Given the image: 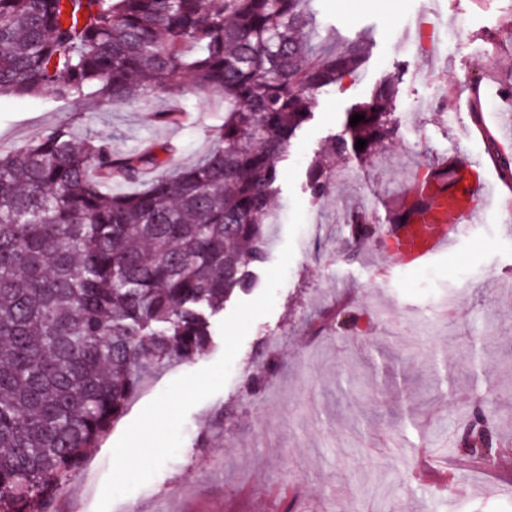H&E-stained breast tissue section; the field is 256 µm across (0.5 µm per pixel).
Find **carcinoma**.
Listing matches in <instances>:
<instances>
[{
	"mask_svg": "<svg viewBox=\"0 0 512 512\" xmlns=\"http://www.w3.org/2000/svg\"><path fill=\"white\" fill-rule=\"evenodd\" d=\"M312 2L0 0V97L105 106L155 90L224 94L212 149L173 172L171 145L114 153L111 135L78 140L67 124L0 153V512H52L147 377L209 351L212 317L255 286L278 163L315 96L354 77L372 45L317 52ZM396 97L394 80L380 83L323 152L348 164L392 142ZM486 143L511 180L512 154ZM114 181L141 189L114 195ZM329 183L316 162L310 196ZM424 186L447 189L448 167ZM431 201L414 191L386 223L411 224ZM378 228L355 213L344 239L355 252ZM357 321L333 309L312 330ZM491 422L484 411L469 428L476 466Z\"/></svg>",
	"mask_w": 512,
	"mask_h": 512,
	"instance_id": "1",
	"label": "carcinoma"
}]
</instances>
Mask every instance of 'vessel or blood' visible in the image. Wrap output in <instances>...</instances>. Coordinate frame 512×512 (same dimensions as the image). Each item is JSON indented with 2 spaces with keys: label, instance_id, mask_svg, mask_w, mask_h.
Returning a JSON list of instances; mask_svg holds the SVG:
<instances>
[{
  "label": "vessel or blood",
  "instance_id": "1",
  "mask_svg": "<svg viewBox=\"0 0 512 512\" xmlns=\"http://www.w3.org/2000/svg\"><path fill=\"white\" fill-rule=\"evenodd\" d=\"M462 187L453 196H439L436 205L413 224H389L382 232L388 251L403 264L421 266L454 240L459 225L474 221L484 204L489 186L488 174L472 176L460 172Z\"/></svg>",
  "mask_w": 512,
  "mask_h": 512
}]
</instances>
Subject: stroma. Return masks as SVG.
I'll list each match as a JSON object with an SVG mask.
<instances>
[{
	"instance_id": "1",
	"label": "stroma",
	"mask_w": 512,
	"mask_h": 512,
	"mask_svg": "<svg viewBox=\"0 0 512 512\" xmlns=\"http://www.w3.org/2000/svg\"><path fill=\"white\" fill-rule=\"evenodd\" d=\"M319 42L368 35L370 55L343 88L316 97L304 128L305 150L291 148L279 164L298 163L294 186L279 182L273 246L265 276L285 245L293 198L304 224L272 312L251 325L221 391L193 407L179 453L145 485L115 500L110 512H512V293L497 279L512 275V228L496 203L507 188L492 169L493 203L463 225L455 247L428 264L396 262L368 242L347 256L340 231L347 216L370 209L384 217L416 185L425 166L444 157L489 163L484 138L495 121L512 117V0H314ZM465 20L458 44L443 46L439 31ZM399 75L397 139L371 159L332 163L326 196L313 203L311 162L340 123L319 127L328 99L349 110L380 80ZM223 97L195 91L155 93L139 106H95L80 98L0 100V152L7 153L61 123L76 137L112 135L129 153L172 144L170 167L193 164L212 147L222 123ZM183 109L180 123L156 113ZM348 297L364 345L349 355L344 337L311 334L318 320ZM492 337L482 371L493 389V437L502 456L486 470L457 469L454 478L430 470L429 453L460 456L474 408L483 406L469 370L468 336ZM223 341L189 362L151 375L121 418L57 495L54 512H96L111 471V452L130 423L174 379L216 362ZM444 360L454 399L424 395L432 367ZM261 376L249 389L252 376ZM350 377L349 389L338 387Z\"/></svg>"
}]
</instances>
